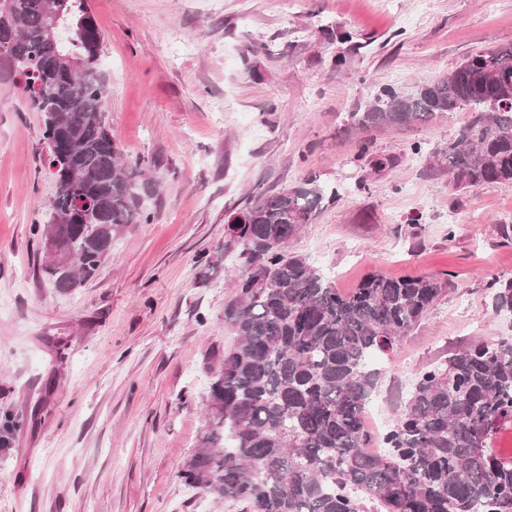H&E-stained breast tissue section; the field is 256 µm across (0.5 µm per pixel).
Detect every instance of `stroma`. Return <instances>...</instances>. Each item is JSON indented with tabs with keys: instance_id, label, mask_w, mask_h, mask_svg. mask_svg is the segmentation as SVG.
I'll return each mask as SVG.
<instances>
[{
	"instance_id": "obj_1",
	"label": "stroma",
	"mask_w": 512,
	"mask_h": 512,
	"mask_svg": "<svg viewBox=\"0 0 512 512\" xmlns=\"http://www.w3.org/2000/svg\"><path fill=\"white\" fill-rule=\"evenodd\" d=\"M108 122L159 188L95 279L45 283L33 233L54 194L42 117L0 71V512H245L186 485L209 377L236 336L228 212L306 178L335 189L288 243L340 292L368 273L444 274L447 292L379 365L393 423L449 349L511 341L489 284L512 277V188L457 193L433 168L469 118L362 129L383 87L408 92L512 45V0H89ZM349 32V40L337 31ZM345 57L343 67L333 58ZM421 153H414V146ZM391 167L376 170L375 158Z\"/></svg>"
}]
</instances>
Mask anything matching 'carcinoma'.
I'll use <instances>...</instances> for the list:
<instances>
[{
    "instance_id": "1",
    "label": "carcinoma",
    "mask_w": 512,
    "mask_h": 512,
    "mask_svg": "<svg viewBox=\"0 0 512 512\" xmlns=\"http://www.w3.org/2000/svg\"><path fill=\"white\" fill-rule=\"evenodd\" d=\"M65 27L63 38L47 36ZM103 37L88 0H0V69L14 73L41 112V145L55 192L48 220L55 254L42 271L61 292L92 280L131 224H147L155 183L122 161L102 125L108 99ZM82 65L76 69L73 61ZM471 113L435 166L455 188L512 187V46H492L411 93L385 89L357 125L423 122ZM336 192L306 178L264 197L227 224L224 251L246 272L224 323L238 337L209 386L208 420L183 481L252 512H512V460L489 440L512 419V343L477 341L422 367L409 397L370 451L363 410L389 355L443 296L448 278L366 275L351 292L287 244ZM512 314V278L493 294Z\"/></svg>"
}]
</instances>
